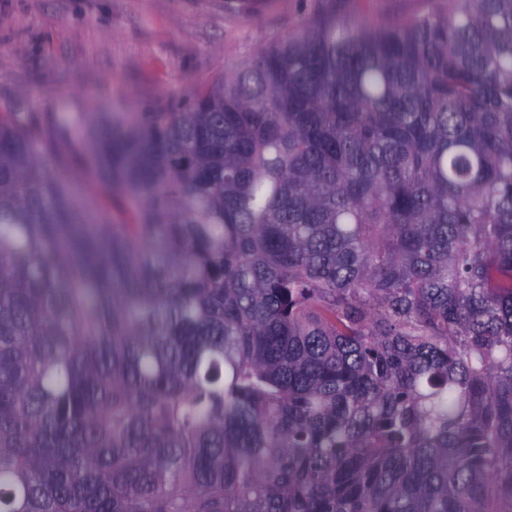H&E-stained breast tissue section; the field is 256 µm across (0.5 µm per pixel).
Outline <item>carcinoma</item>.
<instances>
[{
	"label": "carcinoma",
	"mask_w": 512,
	"mask_h": 512,
	"mask_svg": "<svg viewBox=\"0 0 512 512\" xmlns=\"http://www.w3.org/2000/svg\"><path fill=\"white\" fill-rule=\"evenodd\" d=\"M0 512H512V0L0 113Z\"/></svg>",
	"instance_id": "cac0c4a2"
}]
</instances>
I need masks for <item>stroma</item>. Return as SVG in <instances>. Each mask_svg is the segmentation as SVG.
<instances>
[{"label": "stroma", "mask_w": 512, "mask_h": 512, "mask_svg": "<svg viewBox=\"0 0 512 512\" xmlns=\"http://www.w3.org/2000/svg\"><path fill=\"white\" fill-rule=\"evenodd\" d=\"M426 0H0V113L124 117L211 86L316 16L372 26Z\"/></svg>", "instance_id": "35a3bbf8"}]
</instances>
